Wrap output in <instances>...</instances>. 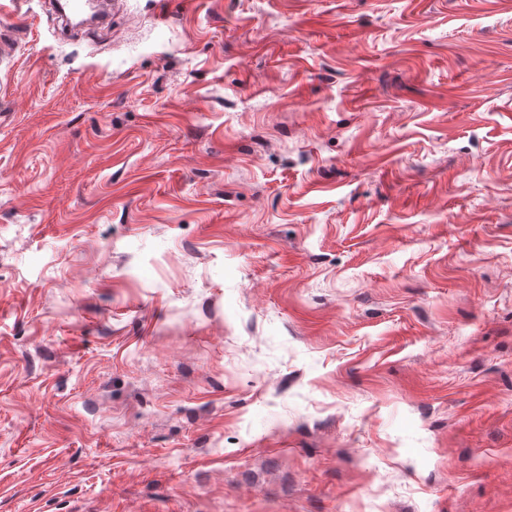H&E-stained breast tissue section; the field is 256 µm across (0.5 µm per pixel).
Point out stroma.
Returning <instances> with one entry per match:
<instances>
[{
    "label": "stroma",
    "mask_w": 512,
    "mask_h": 512,
    "mask_svg": "<svg viewBox=\"0 0 512 512\" xmlns=\"http://www.w3.org/2000/svg\"><path fill=\"white\" fill-rule=\"evenodd\" d=\"M0 48V512H512V0Z\"/></svg>",
    "instance_id": "35a3bbf8"
}]
</instances>
